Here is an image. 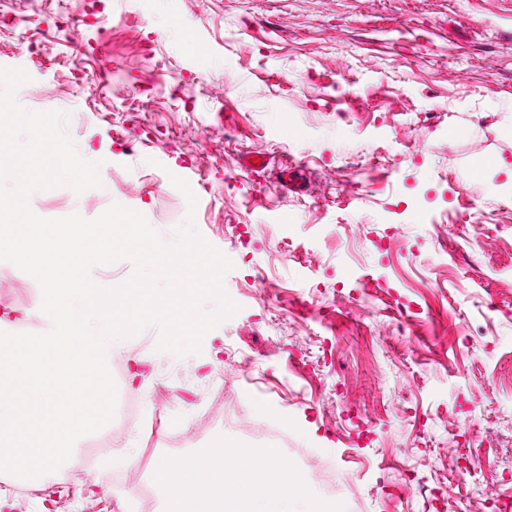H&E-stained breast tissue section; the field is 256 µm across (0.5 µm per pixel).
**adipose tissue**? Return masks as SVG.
<instances>
[{
  "instance_id": "1",
  "label": "adipose tissue",
  "mask_w": 512,
  "mask_h": 512,
  "mask_svg": "<svg viewBox=\"0 0 512 512\" xmlns=\"http://www.w3.org/2000/svg\"><path fill=\"white\" fill-rule=\"evenodd\" d=\"M171 470L167 461L153 470L162 512H292L297 500L308 501L307 512H338L335 502L311 496L302 474L273 445L251 456L218 440L186 456L180 478H171Z\"/></svg>"
}]
</instances>
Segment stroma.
<instances>
[{
  "label": "stroma",
  "mask_w": 512,
  "mask_h": 512,
  "mask_svg": "<svg viewBox=\"0 0 512 512\" xmlns=\"http://www.w3.org/2000/svg\"><path fill=\"white\" fill-rule=\"evenodd\" d=\"M80 46L62 40L83 0H0V67L54 84L55 110L101 185L32 194L43 218L93 219L112 203L164 242L187 214L169 172L197 197L196 230L225 254L239 310L179 359L197 382L228 354L253 362L226 389L359 485L361 512H429L414 470L446 512L512 502V0H95ZM108 71L86 99L87 71ZM21 86L18 102L46 105ZM265 156V170L246 168ZM302 166V189L277 172ZM268 290L256 299L253 276ZM39 283L0 260V330L39 333ZM476 342L466 346L462 331ZM176 389L157 427L192 424ZM485 466L471 474L465 447ZM101 465L110 498L76 470L52 496L0 473V512H133L135 490Z\"/></svg>",
  "instance_id": "35a3bbf8"
}]
</instances>
